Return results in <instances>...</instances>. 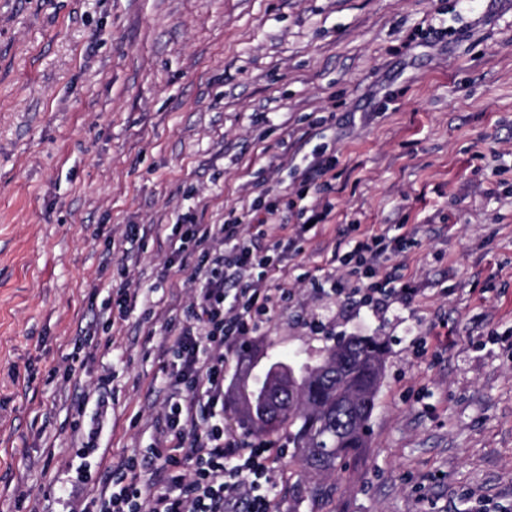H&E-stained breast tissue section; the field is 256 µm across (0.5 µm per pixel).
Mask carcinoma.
I'll return each instance as SVG.
<instances>
[{"label": "carcinoma", "mask_w": 512, "mask_h": 512, "mask_svg": "<svg viewBox=\"0 0 512 512\" xmlns=\"http://www.w3.org/2000/svg\"><path fill=\"white\" fill-rule=\"evenodd\" d=\"M385 341L377 335L347 336L326 347L314 365L272 367L290 373L295 391L279 413L264 398L248 402L231 397L240 423L253 434L287 432L294 457L307 474L338 475L344 461L368 447L365 429L385 374Z\"/></svg>", "instance_id": "carcinoma-1"}]
</instances>
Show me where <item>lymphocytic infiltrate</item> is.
I'll list each match as a JSON object with an SVG mask.
<instances>
[{"instance_id": "obj_1", "label": "lymphocytic infiltrate", "mask_w": 512, "mask_h": 512, "mask_svg": "<svg viewBox=\"0 0 512 512\" xmlns=\"http://www.w3.org/2000/svg\"><path fill=\"white\" fill-rule=\"evenodd\" d=\"M332 158L314 153L303 171L295 200L281 205L259 190L243 212L221 224H187L169 235L172 254L204 247L201 263L168 265L169 274L187 275L192 302L167 326V355L177 370L165 382V412L158 428L164 445L142 457L130 456L91 477L85 464L74 466L75 482L92 487L89 503L62 499L63 512H272L274 465L278 449L241 448L224 437V356L238 350L276 308L287 302V289L277 281L295 238L282 217L296 208L313 224H326L331 201L307 205L310 192L328 193L335 180ZM250 223L252 237L239 226ZM221 250H207L209 241ZM386 234H367L348 251H333L330 266L348 268L361 283L364 303L384 308L397 295L412 299L415 291L393 287L385 268L399 253Z\"/></svg>"}]
</instances>
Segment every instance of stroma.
<instances>
[{
  "label": "stroma",
  "mask_w": 512,
  "mask_h": 512,
  "mask_svg": "<svg viewBox=\"0 0 512 512\" xmlns=\"http://www.w3.org/2000/svg\"><path fill=\"white\" fill-rule=\"evenodd\" d=\"M321 147L335 208L253 341L299 365L376 333L386 367L327 496L271 436L279 512H512V0H0V512L21 491L57 512L78 447L56 400L103 372L109 460L162 442L164 328L192 292L155 237L123 261L131 230L295 192ZM354 224L407 242L412 302L363 307L326 265ZM321 270L344 294L312 292ZM120 288L153 309L103 329Z\"/></svg>",
  "instance_id": "35a3bbf8"
}]
</instances>
